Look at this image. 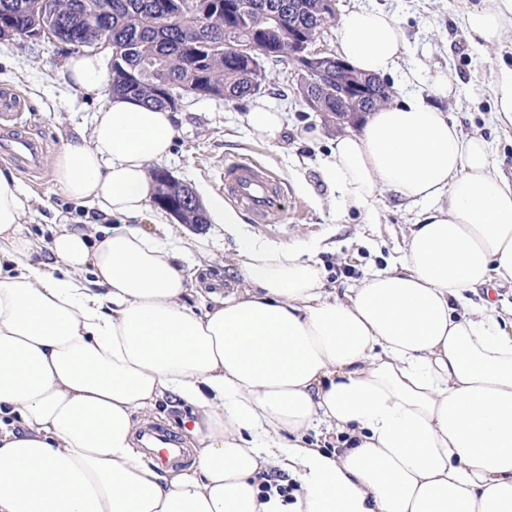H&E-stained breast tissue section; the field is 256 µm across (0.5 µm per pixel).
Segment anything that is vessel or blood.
<instances>
[{
  "mask_svg": "<svg viewBox=\"0 0 512 512\" xmlns=\"http://www.w3.org/2000/svg\"><path fill=\"white\" fill-rule=\"evenodd\" d=\"M18 110L15 99L0 98V150L24 168H36L43 155L42 145L18 133L13 118ZM225 197L250 215L257 224H281L287 217L283 196L273 178L251 158L226 162L220 175ZM146 448L163 464L180 460L184 455L177 440L156 428L143 433Z\"/></svg>",
  "mask_w": 512,
  "mask_h": 512,
  "instance_id": "b4317fda",
  "label": "vessel or blood"
}]
</instances>
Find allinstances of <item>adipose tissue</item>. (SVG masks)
<instances>
[{
	"label": "adipose tissue",
	"mask_w": 512,
	"mask_h": 512,
	"mask_svg": "<svg viewBox=\"0 0 512 512\" xmlns=\"http://www.w3.org/2000/svg\"><path fill=\"white\" fill-rule=\"evenodd\" d=\"M461 19L497 46L512 0H473ZM408 50L389 12H344L336 52L355 70L390 77ZM64 77L105 102L58 183L125 224H55L41 244L0 169V512H512V309L472 297L512 283V177L450 122L452 70L395 92L322 164L341 203L422 205L389 271L338 295L300 250L254 243L200 308L186 297L204 239L133 224L174 113L105 95L93 51ZM163 399L192 409L190 466L136 446V416ZM321 427L337 448L309 441ZM262 471L295 481L294 502L261 498Z\"/></svg>",
	"instance_id": "1"
}]
</instances>
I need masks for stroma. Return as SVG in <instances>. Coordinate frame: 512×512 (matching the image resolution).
<instances>
[{
    "mask_svg": "<svg viewBox=\"0 0 512 512\" xmlns=\"http://www.w3.org/2000/svg\"><path fill=\"white\" fill-rule=\"evenodd\" d=\"M355 5L388 11L406 32L409 51L392 84L426 68L447 67L457 73L458 92L444 101V109L464 133L484 136L492 159L512 176V131L489 121L492 75L500 62L512 64V36L495 47L472 45L460 20L464 0H337L336 9L342 12ZM72 53L71 46L54 41L18 36L0 40V94L20 95V128L45 145L41 166L34 172L17 168L0 154V168L14 170L31 196L32 207L23 222L38 238L48 237L52 224L106 221L96 211L68 200L57 182L56 162L64 146L77 134L90 133L92 116L101 105L99 98L66 83L64 63ZM266 72L265 89L252 98L233 102L186 98L177 113L171 156L160 167L205 203L223 199L217 169L224 162L240 157L260 161L280 180L285 223L265 225L248 219L229 230L212 223H178L174 230L182 237L209 240L210 254L199 287L225 289L228 268L238 258L241 240L247 239L271 246H311L326 288L343 292L368 274L387 269L399 256L421 208L401 203L388 192L369 207L335 200L318 172L337 136L335 127L303 106L284 66L270 64ZM257 102L286 113L288 129L278 141L245 124L246 112ZM312 130L316 138L303 139V132ZM106 222L118 224L114 218Z\"/></svg>",
    "mask_w": 512,
    "mask_h": 512,
    "instance_id": "1",
    "label": "stroma"
}]
</instances>
